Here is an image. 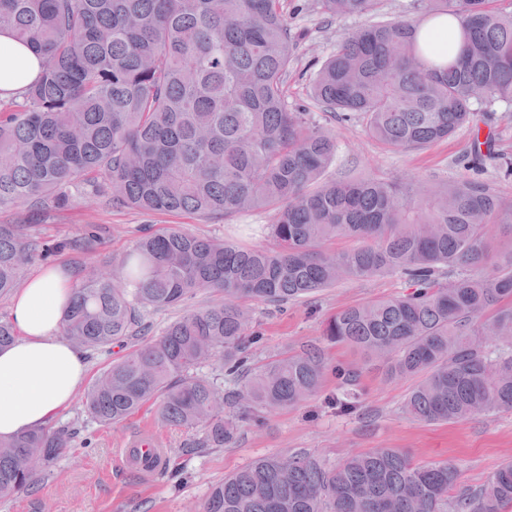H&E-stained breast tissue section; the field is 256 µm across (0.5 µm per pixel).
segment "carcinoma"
I'll use <instances>...</instances> for the list:
<instances>
[{
  "mask_svg": "<svg viewBox=\"0 0 512 512\" xmlns=\"http://www.w3.org/2000/svg\"><path fill=\"white\" fill-rule=\"evenodd\" d=\"M378 0H313L329 18L361 17ZM297 3L294 11L310 7ZM448 18L461 48L444 58L418 43L423 22ZM42 57L38 78L0 109V208L35 217L63 209L98 181L112 204L146 212L230 218L264 209L273 247H246L175 228L141 238L112 276L73 288L63 334L89 351L124 346L142 316L205 292L113 362L85 394L91 418L120 422L152 399L165 425L202 427L204 448H228L243 425L316 395L319 350L250 372L260 333L245 303L284 306L349 278L397 276L398 296L346 307L324 336L421 377L405 409L425 422L512 411V207L477 179L423 185L376 178L325 180L336 140L309 112L288 107L295 41L282 0H0V33ZM325 113L360 120L393 151L428 148L496 104L512 106V0H418L415 15L354 29L316 73ZM505 218L506 235L485 228ZM34 224H0V298L26 263L58 249ZM353 246L329 251L326 243ZM504 346L491 349L484 337ZM221 362L235 398L203 374ZM357 409L361 372L335 367ZM71 442L66 428L0 440V499L31 491ZM458 469L417 464L395 448L332 467L306 452L254 460L211 487L202 512H506L512 461L479 491L460 493Z\"/></svg>",
  "mask_w": 512,
  "mask_h": 512,
  "instance_id": "cac0c4a2",
  "label": "carcinoma"
}]
</instances>
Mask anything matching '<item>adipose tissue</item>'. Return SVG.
<instances>
[{
	"instance_id": "1",
	"label": "adipose tissue",
	"mask_w": 512,
	"mask_h": 512,
	"mask_svg": "<svg viewBox=\"0 0 512 512\" xmlns=\"http://www.w3.org/2000/svg\"><path fill=\"white\" fill-rule=\"evenodd\" d=\"M40 68L24 44L0 33V90L26 86ZM71 294L67 272L52 268L29 278L13 299L10 317L19 334L0 349V439L45 427L85 380L84 355L62 334Z\"/></svg>"
}]
</instances>
